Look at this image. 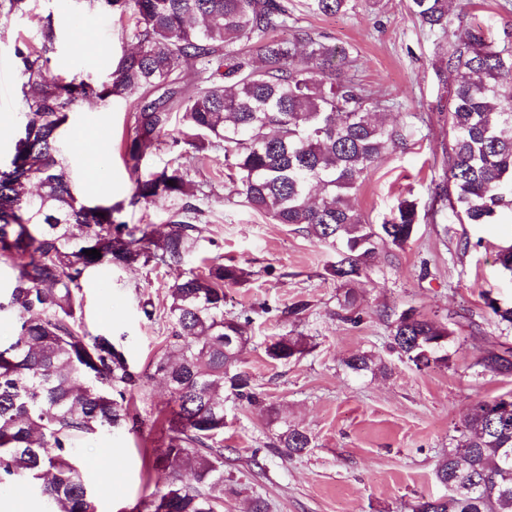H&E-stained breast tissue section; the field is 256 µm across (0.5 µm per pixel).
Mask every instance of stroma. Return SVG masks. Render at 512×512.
<instances>
[{
    "mask_svg": "<svg viewBox=\"0 0 512 512\" xmlns=\"http://www.w3.org/2000/svg\"><path fill=\"white\" fill-rule=\"evenodd\" d=\"M408 0H357L337 15L297 12L300 27L325 35L350 50L355 73L375 93V106L406 138L366 173L354 193L369 223H384L398 202L415 201L419 221L403 247H379L363 276L352 284L329 273L332 249L293 224H276L248 208L234 191L224 152L196 156L178 147L148 155L142 173L181 167L201 214L193 254L185 267L101 266L90 270L81 295L83 325L94 335L121 339L128 360L148 369L165 344L169 287L184 268L220 257L246 270L245 280L225 286L224 310L251 317L252 343L241 356L261 397L250 406L224 405V476L230 489L223 512H249L263 498L267 512H411L422 498L446 495L434 471L458 445V427L478 402L512 391V377L479 371L476 362L490 343L512 347V326L488 314L485 295L512 302V275L497 261L512 244V216L495 224H463L434 188L448 168V87L441 68L448 42L413 18ZM24 18L0 16V156H7L24 106V78L14 56L19 39H34L41 18L52 16L57 55L48 74L109 79L108 59L131 52L136 43L109 14L89 10L86 0H33ZM479 24L495 40L512 35V0H448V21L459 15ZM137 103L115 97L79 103L64 144L75 192L92 204H122L126 224L168 230L178 204L169 199L132 204L134 180L123 144L134 132ZM104 129L108 162L95 168L91 148L79 133ZM358 298L360 321L343 320L346 290ZM297 301L309 309L298 320L282 317ZM154 316L146 318L144 304ZM447 323L453 332L448 363L417 369L391 347V323L404 309ZM303 336L307 349L288 364L272 363L266 341ZM355 353L385 364L382 372L356 374L345 362ZM305 430L310 449L292 458L272 443L282 423ZM144 436L100 433L81 439L77 456L98 493L99 512H119L164 487L167 470L153 469L143 456Z\"/></svg>",
    "mask_w": 512,
    "mask_h": 512,
    "instance_id": "stroma-1",
    "label": "stroma"
}]
</instances>
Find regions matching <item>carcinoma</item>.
<instances>
[{
	"label": "carcinoma",
	"instance_id": "1",
	"mask_svg": "<svg viewBox=\"0 0 512 512\" xmlns=\"http://www.w3.org/2000/svg\"><path fill=\"white\" fill-rule=\"evenodd\" d=\"M312 14H337L355 0H303ZM91 10L126 23L136 50L109 64L110 81L49 79L56 54L52 17L35 41L19 40L15 56L25 81L24 112L11 152L0 161V259L16 270L0 287V314L16 317L0 344V490L22 489L46 512H97L96 496L74 453L75 442L101 431H143L127 394L157 378L175 408L158 412L155 463L171 470L164 489L132 512H221L224 504V403H260L239 359L252 343L249 318L224 315V286L243 269L216 258L169 286L172 327L148 370L127 359L110 336L77 330L82 283L99 266L181 265L195 247L201 209L181 167L139 175L143 159L171 137L196 155L221 148L235 172L237 194L276 224H298L336 251L330 273L348 283L362 277L379 244L401 248L417 224V204L403 200L391 218L371 224L351 192L402 137L375 112L374 92L357 77L349 52L298 28L291 39L288 0H89ZM430 31L448 36L450 162L434 199L448 201L459 221L494 224L512 211V42H497L477 25H448L447 0H409ZM30 0H0V15L25 16ZM256 47L258 57L250 54ZM204 68L207 86L182 96L178 70L186 60ZM161 89L135 115L123 160L135 176L132 201L159 198L182 205L155 239L150 225L115 217L120 204L89 205L74 191L62 144L63 126L80 101L144 95ZM96 249L100 257L86 251ZM485 306L512 325V304L486 296ZM392 344L416 367L446 362L452 331L412 308L392 322ZM306 349L303 336H280L265 355L286 364ZM482 370L512 375V348L492 345ZM512 401L507 392L473 406L460 445L435 477L448 495L419 500L412 512H512ZM312 447V438L285 427L274 445L284 457Z\"/></svg>",
	"mask_w": 512,
	"mask_h": 512
}]
</instances>
